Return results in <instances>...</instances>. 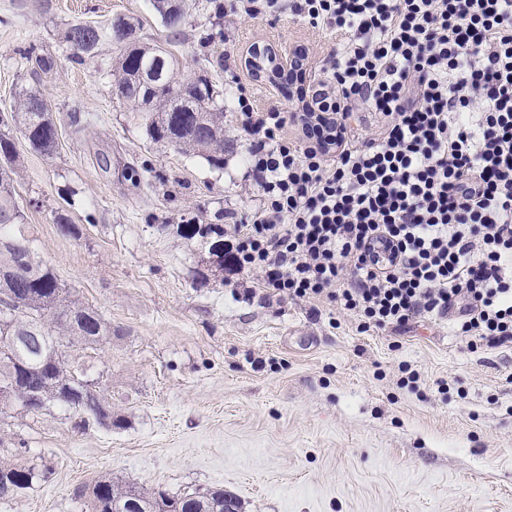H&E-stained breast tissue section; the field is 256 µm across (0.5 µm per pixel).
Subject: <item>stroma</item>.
<instances>
[{
  "label": "stroma",
  "instance_id": "1",
  "mask_svg": "<svg viewBox=\"0 0 512 512\" xmlns=\"http://www.w3.org/2000/svg\"><path fill=\"white\" fill-rule=\"evenodd\" d=\"M185 2L171 44L150 0H0V112L37 92L58 132L50 156L17 139L16 197L36 255L112 324L111 340L75 348L73 361L124 419L108 429L60 406L0 413V460L53 470L0 499V512H87L77 489L103 476L172 494L221 489L243 512H512V344L470 348L446 319L363 333L353 316L259 288L256 275L211 278L212 254L183 224L258 203L234 112L224 166L212 168L153 141L147 113L113 99L111 44L78 64L61 42L69 25L125 14L188 75L198 57L233 48L214 81L285 109L287 95L243 57L254 44L301 45L302 86L316 89L334 33L289 15L231 17L206 46L214 14ZM40 56L55 59L49 73ZM61 210L79 237L59 231Z\"/></svg>",
  "mask_w": 512,
  "mask_h": 512
}]
</instances>
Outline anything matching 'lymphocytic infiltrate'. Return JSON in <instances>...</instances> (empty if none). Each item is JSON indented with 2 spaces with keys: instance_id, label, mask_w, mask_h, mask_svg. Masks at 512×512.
I'll return each instance as SVG.
<instances>
[{
  "instance_id": "obj_1",
  "label": "lymphocytic infiltrate",
  "mask_w": 512,
  "mask_h": 512,
  "mask_svg": "<svg viewBox=\"0 0 512 512\" xmlns=\"http://www.w3.org/2000/svg\"><path fill=\"white\" fill-rule=\"evenodd\" d=\"M336 32L314 111L237 91L258 205L229 267L328 301L361 331L453 317L512 343V0H228ZM366 111L378 131L351 127ZM295 128L288 138L287 128Z\"/></svg>"
}]
</instances>
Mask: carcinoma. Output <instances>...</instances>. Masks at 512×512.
<instances>
[{
  "label": "carcinoma",
  "instance_id": "obj_1",
  "mask_svg": "<svg viewBox=\"0 0 512 512\" xmlns=\"http://www.w3.org/2000/svg\"><path fill=\"white\" fill-rule=\"evenodd\" d=\"M154 11L168 36L176 38L185 24V8L174 21L166 11L167 0H155ZM131 38L118 51L113 65L112 92L123 104L150 113L149 131L156 141L177 139L175 147L201 155L216 169L224 168V110L217 102L223 90L202 68L193 79L181 77L175 54L137 36L140 24L133 17L120 16ZM70 50L69 59L79 63L112 41L110 24L68 26L62 36ZM165 60L162 82L147 85L143 75L155 60ZM41 97L26 92L18 96L14 108L0 113V325L27 340L13 356L0 358V389L9 388L15 404L27 414H35L38 403L73 409L110 428L122 425L112 410V401L97 383L78 373L68 361L59 359L58 348L97 345L112 339V323L57 278L53 269L38 259L32 239L25 230V217L14 187L18 175V152L11 131H17L29 147L43 155L56 151V128L49 113L38 111ZM185 235L209 238L210 253L224 258L218 238L224 231L217 224H186ZM51 470L35 463L0 461V499L18 495L36 480H47ZM77 495L87 499L90 512H224V498L242 512L234 495L215 489L171 496L160 488L147 490L135 483L102 478L84 487Z\"/></svg>",
  "mask_w": 512,
  "mask_h": 512
}]
</instances>
